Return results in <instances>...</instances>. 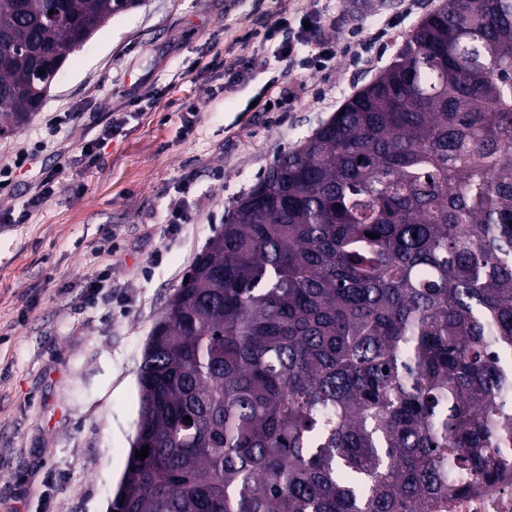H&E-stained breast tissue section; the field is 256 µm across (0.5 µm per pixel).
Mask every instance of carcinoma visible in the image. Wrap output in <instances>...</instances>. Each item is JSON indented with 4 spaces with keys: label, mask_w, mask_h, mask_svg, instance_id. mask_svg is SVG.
<instances>
[{
    "label": "carcinoma",
    "mask_w": 512,
    "mask_h": 512,
    "mask_svg": "<svg viewBox=\"0 0 512 512\" xmlns=\"http://www.w3.org/2000/svg\"><path fill=\"white\" fill-rule=\"evenodd\" d=\"M59 2L0 0V133L40 110L53 48L141 4ZM342 110L237 201L153 327L110 512H427L458 474L495 486L512 0H446Z\"/></svg>",
    "instance_id": "obj_1"
}]
</instances>
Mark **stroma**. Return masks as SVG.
Listing matches in <instances>:
<instances>
[{"label":"stroma","instance_id":"35a3bbf8","mask_svg":"<svg viewBox=\"0 0 512 512\" xmlns=\"http://www.w3.org/2000/svg\"><path fill=\"white\" fill-rule=\"evenodd\" d=\"M444 3L142 0L67 51L41 110L0 134V166L19 146L38 148L0 193V213L28 207L36 179L58 174L27 223H0V512H109L135 436L146 340L196 256L277 157L387 69ZM304 15L340 34L318 70H288L276 42L256 52L242 41ZM217 53L234 64L220 77L205 68ZM288 87L286 111H263ZM189 100L199 117L187 129L179 108ZM119 113L126 123L98 166L70 168ZM53 115L61 123L44 136ZM185 182L187 221L171 233ZM107 235L112 256L96 250ZM101 276L112 299L88 304L86 284Z\"/></svg>","mask_w":512,"mask_h":512}]
</instances>
